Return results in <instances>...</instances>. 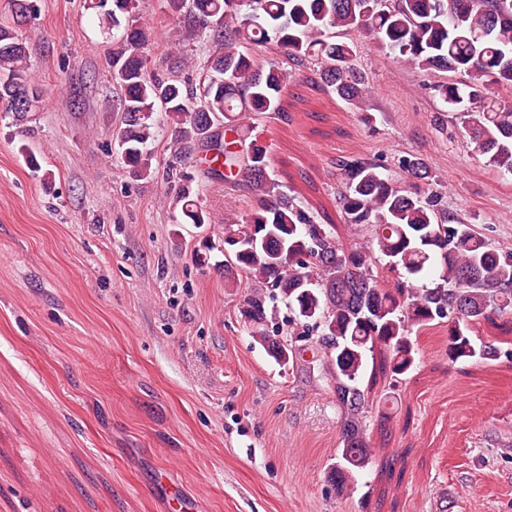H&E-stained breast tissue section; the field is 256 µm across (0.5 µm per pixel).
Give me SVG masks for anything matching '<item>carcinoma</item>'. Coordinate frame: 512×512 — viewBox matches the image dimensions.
I'll return each instance as SVG.
<instances>
[{"instance_id": "carcinoma-1", "label": "carcinoma", "mask_w": 512, "mask_h": 512, "mask_svg": "<svg viewBox=\"0 0 512 512\" xmlns=\"http://www.w3.org/2000/svg\"><path fill=\"white\" fill-rule=\"evenodd\" d=\"M11 20L0 23V104L22 121L40 108L30 77L29 52L16 27L35 12L34 0H7ZM170 16L209 45L199 84L182 79L180 62L160 74L143 54L148 30L133 15L135 0L100 4V24L112 30L109 61L124 90L118 146L129 171L151 174L148 142L160 120L175 128L171 155L182 160L196 147L216 151L214 178L243 173L256 205L224 225V285L250 279L241 307L244 323L279 363H287L275 334L281 301L324 351L336 397L344 409L342 448L331 481L350 490L371 461L364 437L366 397L359 386L366 355L379 353L382 373L398 376L414 363L409 335L448 319L451 360L499 351L473 344L472 328L491 314L512 312V251L499 249L466 224H447L439 194L415 188L431 178L419 159L403 160L404 182L393 181L361 159L338 163L344 184V222L373 232L377 250L345 248L331 229L294 202L268 172L267 147L248 139L243 120L256 123L285 112L290 74L263 64L250 49L275 45L288 58L311 61L343 100L363 98L365 80L355 67L354 33L399 52L422 70L459 74L434 86L439 99L468 117L466 143L489 166L512 173V105L499 88L512 87V0H166ZM480 103L464 113L465 103ZM188 224L209 221L199 197L185 192ZM388 259L381 264L374 252ZM420 276L430 285H417Z\"/></svg>"}]
</instances>
